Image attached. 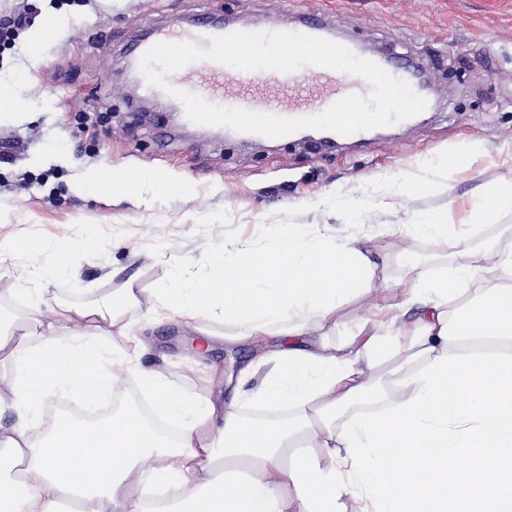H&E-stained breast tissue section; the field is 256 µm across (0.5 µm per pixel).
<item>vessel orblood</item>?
I'll return each instance as SVG.
<instances>
[{
    "label": "vessel or blood",
    "mask_w": 512,
    "mask_h": 512,
    "mask_svg": "<svg viewBox=\"0 0 512 512\" xmlns=\"http://www.w3.org/2000/svg\"><path fill=\"white\" fill-rule=\"evenodd\" d=\"M237 23L206 16L181 26L158 24L134 40L125 51V71L143 96H163L161 88L150 85L139 69L140 59L160 42L192 41L209 47L211 38L240 31ZM260 32H291L323 39L332 34L321 17L314 16L291 23L268 21L257 24ZM350 51L373 62L395 78L414 83L413 74L403 65L383 55H368L357 44ZM172 86L196 94L205 100L228 107L296 118L318 114L346 95H365L369 84L361 77L324 67L305 66L290 73L275 70L244 72L212 61H198L172 73Z\"/></svg>",
    "instance_id": "obj_1"
}]
</instances>
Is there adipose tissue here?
Here are the masks:
<instances>
[{"label": "adipose tissue", "instance_id": "ef3b65f1", "mask_svg": "<svg viewBox=\"0 0 512 512\" xmlns=\"http://www.w3.org/2000/svg\"><path fill=\"white\" fill-rule=\"evenodd\" d=\"M416 213L401 236L451 243L444 277L420 262L378 279L376 253L356 239L293 226L270 249L217 253L204 280L177 269L156 307L128 287L95 306L45 312L29 299L22 332L0 321V406L17 414L0 430V512H512V242L495 261L471 245L479 222L512 211V185H486L461 221ZM95 236L19 252L46 277L76 274L75 253ZM385 288L343 344L325 328L340 307ZM162 314L211 344L207 322L264 339L282 336L273 372L241 368L230 401L198 399L144 366L149 344L126 315ZM122 336L114 349L106 337ZM136 383L158 415L178 424L168 440L125 408L94 422L46 412L51 399L94 406ZM287 403L288 419L246 421L241 403Z\"/></svg>", "mask_w": 512, "mask_h": 512}]
</instances>
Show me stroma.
I'll list each match as a JSON object with an SVG mask.
<instances>
[{"label": "stroma", "instance_id": "stroma-1", "mask_svg": "<svg viewBox=\"0 0 512 512\" xmlns=\"http://www.w3.org/2000/svg\"><path fill=\"white\" fill-rule=\"evenodd\" d=\"M17 12L29 23L0 39V88L27 109L0 119V311L20 314L31 294L48 311L95 305L128 286L152 304L175 267L208 276L226 244L268 248L298 224L365 240L393 281L405 272L397 228L409 212L447 210L452 197L471 202L493 178L512 182V0H0V19ZM310 12L336 36L425 66L430 110L331 148L187 128L167 104L128 95L123 51L149 24L207 14L241 24L271 15L292 21ZM47 17L57 33L31 57L32 32ZM474 140L483 152L470 167L396 195L403 175L423 174ZM94 165L167 173L183 189L95 193L83 186ZM90 234L99 250L77 256L78 272L68 277L32 275L12 248ZM188 335L158 319L146 364L203 399L232 392L254 345L219 342L204 359L219 377L205 381L187 362Z\"/></svg>", "mask_w": 512, "mask_h": 512}]
</instances>
